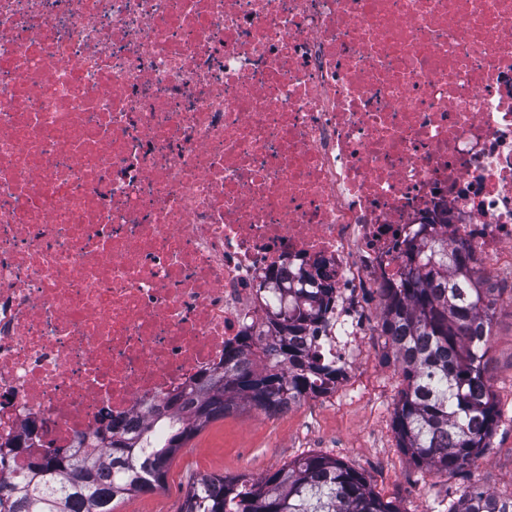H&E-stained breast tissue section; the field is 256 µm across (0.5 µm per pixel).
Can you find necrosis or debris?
<instances>
[{"label":"necrosis or debris","mask_w":512,"mask_h":512,"mask_svg":"<svg viewBox=\"0 0 512 512\" xmlns=\"http://www.w3.org/2000/svg\"><path fill=\"white\" fill-rule=\"evenodd\" d=\"M444 224L430 225L438 213ZM512 256V0H0V442L76 447L319 266L364 354L405 243Z\"/></svg>","instance_id":"necrosis-or-debris-1"}]
</instances>
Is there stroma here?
<instances>
[{
    "label": "stroma",
    "instance_id": "stroma-1",
    "mask_svg": "<svg viewBox=\"0 0 512 512\" xmlns=\"http://www.w3.org/2000/svg\"><path fill=\"white\" fill-rule=\"evenodd\" d=\"M483 273L499 290L485 361L502 418L469 474L428 471L400 448L393 411L405 382L380 334L381 304L367 288L361 298L370 323L366 357L348 369L342 386L306 399L274 422L247 406L226 414L174 457L161 494L131 496L118 512H179L188 484L197 478L258 477L307 454L341 460L369 475L375 492L400 512H433L446 493H461L474 483L512 495V272L487 266Z\"/></svg>",
    "mask_w": 512,
    "mask_h": 512
}]
</instances>
